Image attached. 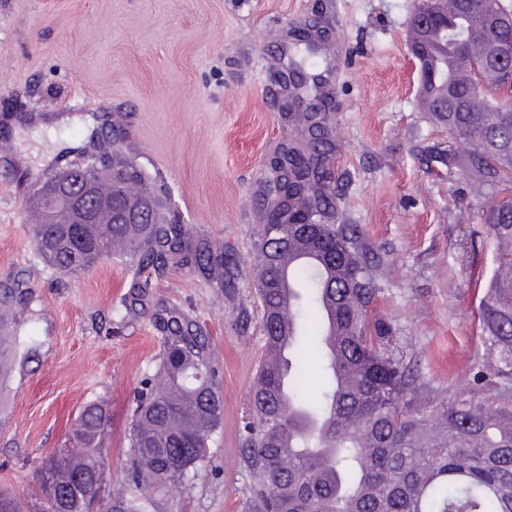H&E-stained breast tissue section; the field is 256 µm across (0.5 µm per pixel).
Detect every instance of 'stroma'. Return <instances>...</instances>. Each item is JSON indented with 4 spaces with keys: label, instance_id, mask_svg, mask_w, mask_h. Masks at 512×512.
I'll return each mask as SVG.
<instances>
[{
    "label": "stroma",
    "instance_id": "stroma-1",
    "mask_svg": "<svg viewBox=\"0 0 512 512\" xmlns=\"http://www.w3.org/2000/svg\"><path fill=\"white\" fill-rule=\"evenodd\" d=\"M413 0H0V281L21 275L41 350L16 368L0 403V487L30 493L87 401L110 405L107 454L121 481L134 389L159 351L149 314L119 324L130 277L105 261L70 277L36 257L25 198L39 176L99 149L111 119L137 164L164 183L177 218L231 248L241 269L222 296L180 268L152 300L205 322L224 397L212 458L156 495L157 512H254L242 462L250 393L265 354L252 257L266 158L293 131L271 77L281 33L321 17L336 29L339 221L358 225L388 266L379 318L437 397L469 396L485 346L475 281L494 266L486 197L448 169V131L418 109L407 32Z\"/></svg>",
    "mask_w": 512,
    "mask_h": 512
}]
</instances>
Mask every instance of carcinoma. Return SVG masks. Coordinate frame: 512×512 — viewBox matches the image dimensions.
<instances>
[{"label":"carcinoma","mask_w":512,"mask_h":512,"mask_svg":"<svg viewBox=\"0 0 512 512\" xmlns=\"http://www.w3.org/2000/svg\"><path fill=\"white\" fill-rule=\"evenodd\" d=\"M500 0H476L468 15L448 14V26L465 30L469 47L447 40L431 49L456 62L448 83L463 110L448 113V130L472 141L467 155L448 150V169L465 173L473 193L496 194L484 220L496 250L495 265L476 279V313L487 348L473 372V396L434 398L422 372L395 352L388 323L374 308L384 277L379 258L355 224L336 223L340 194L334 168L330 112H294L303 136L288 139V197L307 224H266L254 256L263 310L265 358L253 381L243 463L251 478L255 512H512V112L497 111L512 86L471 91L467 59L497 38L488 16ZM102 155L118 178L117 191L133 205L148 204L150 224H116L109 206L96 223L75 224L64 207L45 223L41 188L64 180L59 170L34 190L37 257L43 267L76 276L103 260L124 262L129 291L114 308L127 322L141 314L154 283L172 266L200 273L216 287H234L224 247L193 237L169 218V193L138 170L119 146ZM25 282L0 285V326L32 321ZM151 319L160 350L153 374L141 380L129 429V462L119 486L98 512H153V492L190 479L209 462V442L224 421V399L206 357L210 336L190 314L157 305ZM12 359L38 348L35 336H0ZM320 354L323 384L301 394L308 347ZM490 392L479 400L474 394ZM108 404L79 408L62 447L42 464L55 479L53 493L36 473L31 497L0 489V512H84L80 498H63L74 476L90 471L106 451ZM84 449L79 459L64 449Z\"/></svg>","instance_id":"carcinoma-1"}]
</instances>
